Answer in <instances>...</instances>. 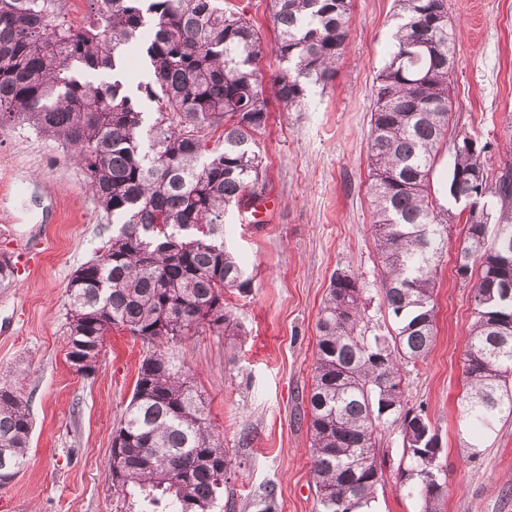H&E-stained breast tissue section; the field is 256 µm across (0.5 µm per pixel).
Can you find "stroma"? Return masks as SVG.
I'll use <instances>...</instances> for the list:
<instances>
[{
    "label": "stroma",
    "instance_id": "1",
    "mask_svg": "<svg viewBox=\"0 0 512 512\" xmlns=\"http://www.w3.org/2000/svg\"><path fill=\"white\" fill-rule=\"evenodd\" d=\"M456 28L450 134L484 146L495 171L512 157V0H447ZM394 0H352L349 43L332 86L310 89L302 111L271 105L257 140L267 163L266 222L230 208L224 241L252 285L226 293L238 335L206 327L160 349L187 371L235 466L234 512H255L265 485L276 512H317L307 396L315 323L334 271L354 273L369 304L368 335L392 320L380 301L368 208L367 134L376 78L388 59ZM450 208L448 250L437 270L436 343L408 368L404 398L423 408L442 445L444 512H512V417L475 436L463 425L464 354L473 321L471 283L455 272L465 234ZM112 235L84 170L59 143L20 125L0 128V257L15 266L0 288V386L21 388L34 428L29 464L0 488V512H120L107 477L112 430L131 399L150 344L106 336L94 374L77 375L66 353V288ZM387 459L372 512H420L397 471L399 428L382 431Z\"/></svg>",
    "mask_w": 512,
    "mask_h": 512
}]
</instances>
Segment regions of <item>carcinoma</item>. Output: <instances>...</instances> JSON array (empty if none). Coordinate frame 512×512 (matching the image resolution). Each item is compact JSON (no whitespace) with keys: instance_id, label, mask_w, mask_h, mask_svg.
<instances>
[{"instance_id":"1","label":"carcinoma","mask_w":512,"mask_h":512,"mask_svg":"<svg viewBox=\"0 0 512 512\" xmlns=\"http://www.w3.org/2000/svg\"><path fill=\"white\" fill-rule=\"evenodd\" d=\"M54 0H0V126L27 124L71 151L94 200L116 228L67 288L68 345L81 352L112 330L142 341L180 340L203 326L228 331L224 294L251 287L224 243V214L263 198L266 165L255 135L266 126L260 62L278 61L272 94L290 112L311 85L324 88L350 34L351 0H270L272 45L224 0H97L76 29L53 19ZM388 61L377 77L368 131L371 223L382 301L394 328L369 337L363 289L354 273L330 279L316 322L308 393L311 470L318 512H359L382 478L380 431L397 425L421 512H442L447 495L440 441L421 410L407 407L403 371L427 358L436 339L437 267L448 244L430 178L448 149V201L491 198L471 210L457 254L472 263L473 322L462 418L471 434L512 416V162L488 178L481 152L448 137V61L455 40L446 0H397ZM139 45L152 79L131 92L126 48ZM112 80L97 81L100 69ZM153 104L148 122L139 98ZM219 133L209 147L205 132ZM261 186L260 194L254 193ZM28 400L0 386V487L28 461ZM109 477L124 512H214L232 459L185 372L154 351L141 360L131 399L112 431ZM258 512H276L268 485Z\"/></svg>"}]
</instances>
